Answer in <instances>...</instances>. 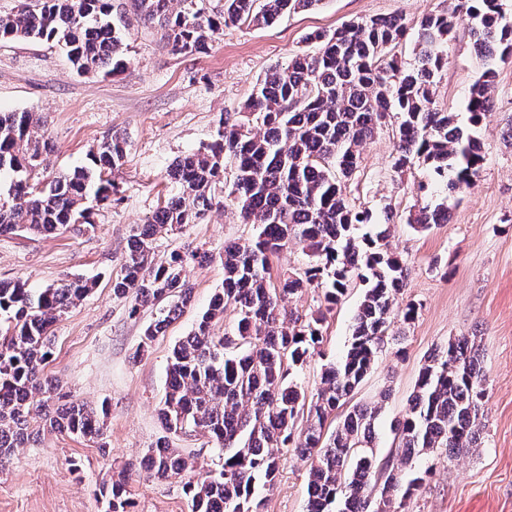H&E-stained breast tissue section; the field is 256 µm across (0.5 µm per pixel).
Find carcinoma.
<instances>
[{"label": "carcinoma", "mask_w": 512, "mask_h": 512, "mask_svg": "<svg viewBox=\"0 0 512 512\" xmlns=\"http://www.w3.org/2000/svg\"><path fill=\"white\" fill-rule=\"evenodd\" d=\"M322 0H224L209 13L198 0H22L0 15V41L50 42L77 74L114 76L127 65V15L163 30L174 55L202 54L229 25L271 26L284 15L315 10ZM466 19L481 70L465 101L468 125L436 104L448 39ZM408 36L397 15L357 18L333 30L309 33L314 51L270 69L238 114L219 115L210 143L175 159L167 176L183 195L166 203L132 235L112 292L130 296V313L155 309L143 345L164 334L193 300L183 274L192 251L155 259L157 236L194 224L224 202L239 210L255 236L224 246V284L195 328L176 343L167 367L160 409L175 435L208 436L218 468L203 478L177 449L158 443L142 461L146 476L180 483L190 512H263L262 491L275 484L278 452L295 448L309 461V512H386L403 506L423 477L404 481L373 451L378 405H359L333 430L329 418L371 369L378 350L396 339L395 314L409 323L412 304L399 305L406 262L389 248L391 208H357L347 184L360 162L358 147L385 127L396 139L393 168L421 163L443 192L475 185L485 152L477 128L493 111L498 66L512 60V14L502 0H451L415 28L414 57L396 49ZM31 111L0 113V234H51L92 225L87 202L112 201L117 187L105 178L121 166L126 138L117 132L91 150L89 164L42 179L51 145L37 134ZM231 170L224 198L216 185ZM448 206L428 205L407 223L422 231L441 223ZM297 248L308 263L299 273L272 277V258ZM365 285L345 358L324 368L315 393L295 380L318 352L326 312L354 279ZM94 287L66 278L33 292L21 282H0V466L14 449L47 432H66L99 444L103 422L84 403L61 392L44 374L53 327ZM307 288L322 291L326 310L302 318L286 300ZM232 309L224 335L212 323ZM479 349L457 336L433 349L420 370L409 407L394 428L402 464L444 449L453 457L478 446L485 403ZM127 470L102 489L112 512H131Z\"/></svg>", "instance_id": "carcinoma-1"}]
</instances>
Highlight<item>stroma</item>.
<instances>
[{"mask_svg":"<svg viewBox=\"0 0 512 512\" xmlns=\"http://www.w3.org/2000/svg\"><path fill=\"white\" fill-rule=\"evenodd\" d=\"M447 7L448 0H325L319 9L290 13L272 26L226 27L208 53L187 56L170 54L157 28L134 22L127 35L129 63L107 78L78 75L47 43H0V112L41 115V131L53 145L47 175L85 165L89 150L112 132L128 141L123 165L108 174L118 192L111 203L93 204V226L50 236H0V280H19L34 290L66 276L96 281L56 322L45 373L90 408L108 409L105 447L54 433L16 449L11 463L0 468V512H110L99 489L125 466L132 512H187L179 484L147 478L138 462L162 439L197 467L218 462L206 437L167 434L159 410L171 350L195 328L224 280L225 244L249 239L253 227L229 205L157 240V258L197 248L209 258L187 262L193 301L138 361L133 355L152 314L144 309L130 315L131 299L112 293L131 235L165 201L181 196L182 187L167 176L173 160L208 144L220 113L241 111L271 66L307 50L308 32L374 15L397 14L412 25ZM480 70L467 24L459 22L448 41L437 104L461 111ZM492 96L494 110L478 131L483 171L473 189L447 201V223L426 232L407 224L410 213L442 200L433 190H421L428 180L424 165L395 172L390 131L361 146L360 166L347 188L355 204L397 212L389 241L408 267L399 301L417 306L411 323L395 322L401 340L380 349L354 394V403L382 406L377 458L398 464L393 426L405 415L434 348L469 337L487 379L479 447L452 460L420 456L404 467L405 479L423 478L408 512H512L511 63L499 67ZM361 299V286L351 287L328 314L321 352L299 374L308 391L319 387L324 364L346 355ZM279 466L264 512H307V463L291 450L280 452Z\"/></svg>","mask_w":512,"mask_h":512,"instance_id":"1","label":"stroma"}]
</instances>
